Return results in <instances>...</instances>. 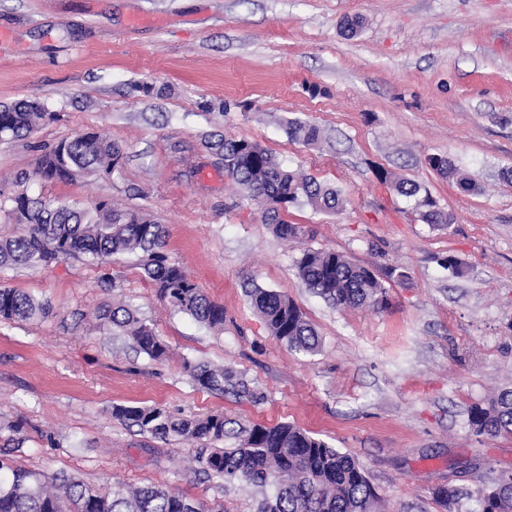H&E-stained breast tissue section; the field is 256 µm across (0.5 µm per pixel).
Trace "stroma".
<instances>
[{
    "label": "stroma",
    "mask_w": 512,
    "mask_h": 512,
    "mask_svg": "<svg viewBox=\"0 0 512 512\" xmlns=\"http://www.w3.org/2000/svg\"><path fill=\"white\" fill-rule=\"evenodd\" d=\"M21 99L55 118L0 141V198H107L147 211L168 230L170 259L223 305L224 328L171 311L135 255L101 269L73 258L1 269L0 287L54 307L41 321L0 322V448L22 443L12 464L254 512L257 488L198 476L188 444L113 420L121 404L294 424L352 455L382 512H444L436 488L472 491L512 473V437L469 424L472 406L512 387V0H0V105ZM291 121L317 125L320 141L289 138ZM91 129L122 145L121 173L33 178L40 147ZM215 132L341 188L343 210L290 208L304 233L279 239L205 151ZM436 154L482 193L438 176L427 163ZM400 179L450 224L423 223L392 189ZM306 249L372 268L387 307L341 309L314 295L295 266ZM449 254L464 277L441 267ZM400 268L406 280L393 277ZM254 283L297 304L322 339L318 354L270 334L246 295ZM119 299L166 341V360L97 328V308ZM186 356L242 373L261 400L196 389Z\"/></svg>",
    "instance_id": "35a3bbf8"
}]
</instances>
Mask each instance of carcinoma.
<instances>
[{"mask_svg": "<svg viewBox=\"0 0 512 512\" xmlns=\"http://www.w3.org/2000/svg\"><path fill=\"white\" fill-rule=\"evenodd\" d=\"M36 100H19L0 112V138H22L51 117ZM289 137L314 145L320 129L291 121ZM205 148L225 161L224 175L237 184L262 209L264 222L283 240L296 239L301 227L290 224L279 212L305 205L313 211L334 214L344 198L340 190L284 167L258 143L246 138L209 139ZM123 148L111 138L86 132L62 139L40 154L35 174L42 181H74L96 175L112 176L122 168ZM439 176L456 181L467 193L480 184L461 173L446 155L428 158ZM398 194L417 199L421 221L432 225L451 223L447 213L420 187L395 182ZM21 231L0 234V269L42 268L66 258H80L101 268L112 257L137 254L158 298L173 311L209 328L224 327V306L214 302L177 263L163 252L165 227L140 209L119 208L108 199L90 207L55 203L25 191L0 199ZM299 278L312 292L340 308L372 307L386 303V289L377 274L338 252L308 249L297 261ZM251 306L277 339L299 352L316 353L321 338L301 309L285 294L259 286L249 291ZM49 301L17 288H0V321L34 322L50 313ZM99 328L126 338L139 353L153 361L164 360L168 345L156 334L139 308L124 301L99 307ZM183 373L200 389L224 393L232 389L240 398L259 401L240 374L196 359H182ZM112 418L137 432L161 440H186L198 445L193 462L197 471L226 484L248 482L273 487L257 512H378V495L362 466L351 455L288 423L244 426L222 412L179 416L161 406L115 405ZM469 422L477 434H512V389L497 394L486 407L471 408ZM242 438L236 448H223L224 438ZM0 512H206L203 503L160 486H130L95 490L76 473L47 475L0 459ZM435 496L448 512H458L461 493L441 486ZM470 512H512V474H501L475 494Z\"/></svg>", "mask_w": 512, "mask_h": 512, "instance_id": "carcinoma-1", "label": "carcinoma"}]
</instances>
